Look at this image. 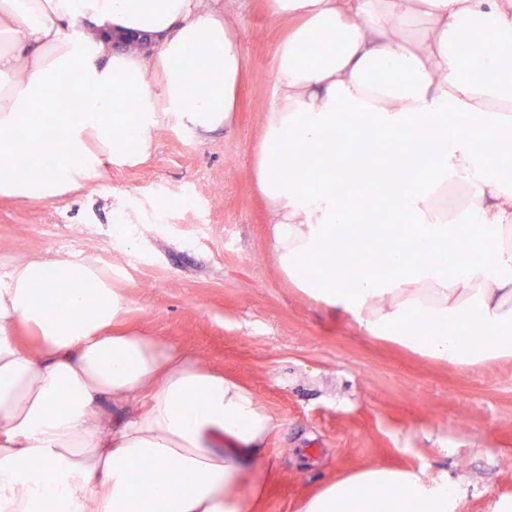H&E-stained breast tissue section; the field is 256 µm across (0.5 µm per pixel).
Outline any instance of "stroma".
I'll list each match as a JSON object with an SVG mask.
<instances>
[{
	"label": "stroma",
	"mask_w": 512,
	"mask_h": 512,
	"mask_svg": "<svg viewBox=\"0 0 512 512\" xmlns=\"http://www.w3.org/2000/svg\"><path fill=\"white\" fill-rule=\"evenodd\" d=\"M246 64L232 125L155 115L148 147L104 156L56 196H0V284L35 260H84L128 301L118 329L163 338L252 392L273 421L261 512H298L370 466L447 475L465 512L512 497V362L464 372L364 336L280 270L253 150L285 25L267 0H220Z\"/></svg>",
	"instance_id": "obj_1"
}]
</instances>
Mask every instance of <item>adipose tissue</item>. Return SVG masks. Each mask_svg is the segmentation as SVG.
<instances>
[{
    "label": "adipose tissue",
    "instance_id": "obj_1",
    "mask_svg": "<svg viewBox=\"0 0 512 512\" xmlns=\"http://www.w3.org/2000/svg\"><path fill=\"white\" fill-rule=\"evenodd\" d=\"M268 10L288 34L274 50L253 178L281 271L369 338L461 370L512 361V178L502 175L512 154L473 149L512 141V0H268ZM326 32L336 45L304 59ZM475 33L492 53L482 72L463 65ZM116 34L148 48L115 50ZM193 46L202 57L189 58ZM244 65L233 19L209 0H0V156L25 132L56 158L1 174L0 195L66 192L92 162L89 138L108 149L132 125L145 145L157 112L203 132L230 125ZM61 77L86 107L37 129L33 115L58 107ZM343 112L358 117L351 137L394 142V157L420 159L418 175L385 165L349 202L345 171L314 179L303 160L335 152ZM451 181L469 188L463 227L438 205ZM382 202L392 223H356ZM462 236L467 255L447 261L442 250ZM362 252L387 275L351 279ZM126 306L83 260L31 262L0 286V512H259L270 416L191 353L114 332ZM115 408L128 412L123 424ZM463 510L447 478L371 466L324 484L299 512Z\"/></svg>",
    "mask_w": 512,
    "mask_h": 512
}]
</instances>
